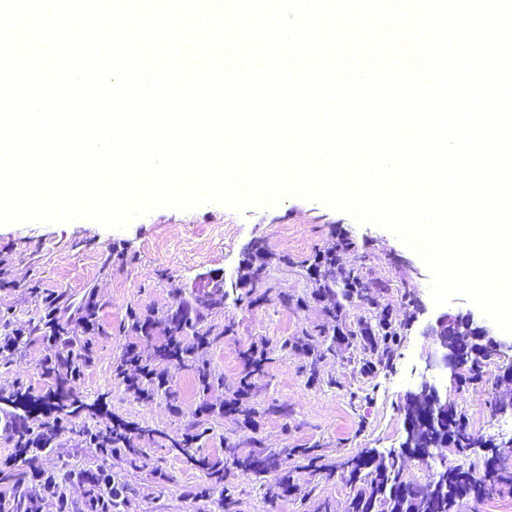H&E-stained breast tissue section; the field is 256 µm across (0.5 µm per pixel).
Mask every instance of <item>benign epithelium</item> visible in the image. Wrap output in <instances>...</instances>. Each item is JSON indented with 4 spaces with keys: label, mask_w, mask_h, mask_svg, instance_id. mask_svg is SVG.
<instances>
[{
    "label": "benign epithelium",
    "mask_w": 512,
    "mask_h": 512,
    "mask_svg": "<svg viewBox=\"0 0 512 512\" xmlns=\"http://www.w3.org/2000/svg\"><path fill=\"white\" fill-rule=\"evenodd\" d=\"M461 328L466 329L471 336L474 345L472 355L478 357L481 363H487L492 357L499 355L501 348V344L488 337L487 328L475 325L472 315L450 316L443 313L438 316L435 324L429 326L428 335L433 337L436 344L438 362L452 369L454 380L457 382L461 381L470 366V363L460 356V351L453 340V336ZM407 407L406 440L400 450L393 452V455L408 454L429 463L438 457L436 450L448 445L457 448L460 454L473 451L471 447H457L456 440L451 436L441 438L433 446L424 443L422 431L431 424L441 425L456 408V405L442 395L427 378H422L416 391L407 395Z\"/></svg>",
    "instance_id": "1"
}]
</instances>
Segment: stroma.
I'll list each match as a JSON object with an SVG mask.
<instances>
[{
  "mask_svg": "<svg viewBox=\"0 0 512 512\" xmlns=\"http://www.w3.org/2000/svg\"><path fill=\"white\" fill-rule=\"evenodd\" d=\"M335 254L339 264L359 271L361 297L329 314V301L316 297L324 274L317 256ZM0 333L22 334L13 357L0 360V399L14 398L17 413L31 426L51 420L67 406L66 426L35 461L15 458L16 436H0V504L6 512H56V497L42 491L54 475L58 495L70 512H86L94 475L107 473L128 489L125 512H222L217 497L200 496L206 471L188 464L177 446L196 425L208 430L195 444L198 455L225 461L255 448L275 453L277 466L255 477L230 471L240 512H265V498L288 476L296 491L281 498L279 512H345L348 489L325 466L342 467L356 454L387 455L406 437V395L428 378L468 417L486 439L512 440V411L494 404L512 396V334L493 325L473 303L454 297L435 305L430 273L419 254L389 230L358 222L346 212L300 197L273 207L237 212L204 203L190 210L158 208L126 228L107 229L88 219L68 223L0 225ZM241 281L233 297L204 311L216 340L200 350L198 365L210 367L223 385L202 393L193 369L161 358L164 323L180 303H194L215 278ZM63 303L93 306L95 324L83 332L65 323L75 347L90 346L92 364L80 378L46 375L56 359L47 342L44 290ZM154 319L149 334L129 330V312ZM391 315L401 340L389 365L371 375L359 372L351 330ZM443 313L472 314L501 343L499 356L484 369L481 384L457 390L449 370L428 368L435 346L426 331ZM314 336L315 352L297 348ZM290 349H282V342ZM163 371L166 392L143 400L115 377L128 345ZM266 348L270 358L245 396L243 411L224 403L240 385L244 356ZM146 431L140 446L144 466L125 455H104L85 439L114 423ZM313 448L323 470L306 468L301 449Z\"/></svg>",
  "mask_w": 512,
  "mask_h": 512,
  "instance_id": "obj_1",
  "label": "stroma"
}]
</instances>
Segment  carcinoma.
Instances as JSON below:
<instances>
[{"label":"carcinoma","instance_id":"cac0c4a2","mask_svg":"<svg viewBox=\"0 0 512 512\" xmlns=\"http://www.w3.org/2000/svg\"><path fill=\"white\" fill-rule=\"evenodd\" d=\"M323 282L316 288V295L337 296L345 302H351L361 296L363 285L360 275L352 270L336 265V258L325 256ZM201 315L190 317L181 310L166 321L164 340L159 347L161 357L181 363H194L196 352L208 343L209 330L202 328ZM350 336L357 340L364 357L360 372L370 375L377 367L390 362L393 345L400 342L399 327L389 316L378 319L376 326L364 324ZM248 371L241 380V392L248 391L251 377L262 371L265 363L264 353L252 352L248 355ZM90 359L79 352H72L57 362L54 372L65 379L80 372ZM137 433L129 434L125 430H114L112 447L102 448L103 454L124 453L130 463L137 464L142 458V449L136 447ZM179 452L187 462L209 472L215 478L214 484L199 491L200 496L218 495L224 505V512H237L234 487L225 482L228 466H221L206 457L196 456L192 448H181ZM501 452L490 453L484 457L482 471L465 469L448 463L426 480V483L438 486L436 494L428 499H419L412 493L417 482L409 480L403 472V463L399 457H389L376 461L372 457L358 454L347 461L350 465L345 477L349 488L347 512H456L459 502L465 499L481 500L489 486L493 484L512 485V473L500 462ZM231 467L243 474L260 477L275 468V455L265 448L253 450L245 455L235 456ZM126 505L124 488L109 483L97 485V492L89 500V512H123Z\"/></svg>","mask_w":512,"mask_h":512}]
</instances>
